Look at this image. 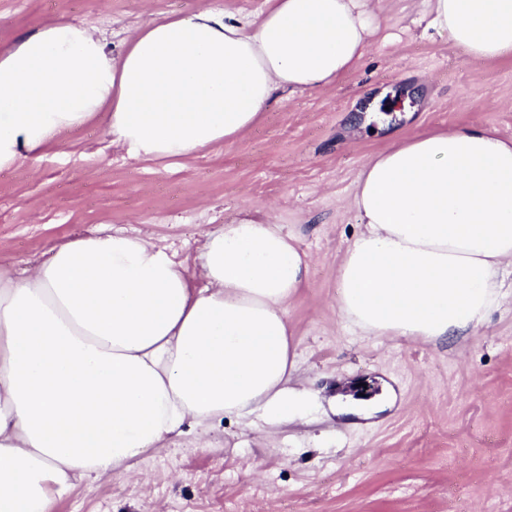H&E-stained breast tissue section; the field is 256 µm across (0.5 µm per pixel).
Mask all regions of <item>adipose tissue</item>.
<instances>
[{"mask_svg": "<svg viewBox=\"0 0 512 512\" xmlns=\"http://www.w3.org/2000/svg\"><path fill=\"white\" fill-rule=\"evenodd\" d=\"M473 60L512 56V0H424ZM378 0H265L148 22L109 50L59 20L0 54V170L103 122L137 161L175 162L251 128L280 91L363 59ZM361 225L336 308L362 336L428 342L483 326L512 267V139L460 126L395 135L346 202ZM310 258L271 214L204 232L194 262L123 231L75 236L17 276L0 265V512H54L79 480L227 417L301 418L288 307Z\"/></svg>", "mask_w": 512, "mask_h": 512, "instance_id": "ef3b65f1", "label": "adipose tissue"}]
</instances>
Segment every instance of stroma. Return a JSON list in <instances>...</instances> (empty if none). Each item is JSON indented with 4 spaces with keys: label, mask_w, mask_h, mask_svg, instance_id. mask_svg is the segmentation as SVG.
Returning a JSON list of instances; mask_svg holds the SVG:
<instances>
[{
    "label": "stroma",
    "mask_w": 512,
    "mask_h": 512,
    "mask_svg": "<svg viewBox=\"0 0 512 512\" xmlns=\"http://www.w3.org/2000/svg\"><path fill=\"white\" fill-rule=\"evenodd\" d=\"M264 0H0V48L57 20L112 51L141 21L200 6L257 15ZM423 0H383L369 54L336 87L280 93L224 147L141 163L103 124L64 132L38 162L0 171V262L42 261L80 233L123 230L193 260L205 230L272 210L312 259L288 307L298 420L195 426L130 472L78 483L55 512H512V295L443 343L352 332L336 263L358 229L345 200L397 133L462 125L512 139V58L466 60L427 27Z\"/></svg>",
    "instance_id": "obj_1"
}]
</instances>
